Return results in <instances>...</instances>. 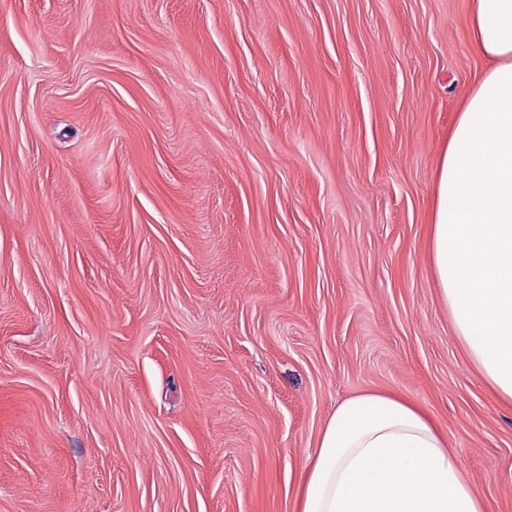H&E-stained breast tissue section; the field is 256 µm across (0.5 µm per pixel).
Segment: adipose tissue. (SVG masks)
Returning <instances> with one entry per match:
<instances>
[{
	"label": "adipose tissue",
	"mask_w": 512,
	"mask_h": 512,
	"mask_svg": "<svg viewBox=\"0 0 512 512\" xmlns=\"http://www.w3.org/2000/svg\"><path fill=\"white\" fill-rule=\"evenodd\" d=\"M486 67L438 162L429 251L469 360L512 405V0H471ZM293 512H488L434 419L389 391L340 402L302 473Z\"/></svg>",
	"instance_id": "obj_1"
}]
</instances>
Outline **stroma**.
Segmentation results:
<instances>
[{"instance_id":"35a3bbf8","label":"stroma","mask_w":512,"mask_h":512,"mask_svg":"<svg viewBox=\"0 0 512 512\" xmlns=\"http://www.w3.org/2000/svg\"><path fill=\"white\" fill-rule=\"evenodd\" d=\"M468 13L0 0V512H291L364 390L512 512V406L428 247Z\"/></svg>"}]
</instances>
